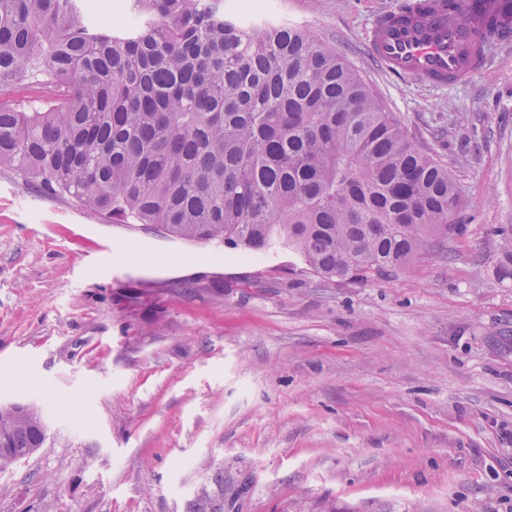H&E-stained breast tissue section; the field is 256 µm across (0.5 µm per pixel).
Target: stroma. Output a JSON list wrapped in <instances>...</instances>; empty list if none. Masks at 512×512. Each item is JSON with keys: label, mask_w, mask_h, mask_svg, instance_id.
I'll return each mask as SVG.
<instances>
[{"label": "stroma", "mask_w": 512, "mask_h": 512, "mask_svg": "<svg viewBox=\"0 0 512 512\" xmlns=\"http://www.w3.org/2000/svg\"><path fill=\"white\" fill-rule=\"evenodd\" d=\"M266 2L448 166L464 233L408 271L325 281L286 249L115 224L0 169V404L50 427L0 473V512H512V43L435 89L368 51L396 0ZM498 229L496 232L502 237V254L496 264V273L502 279H512V236L504 227Z\"/></svg>", "instance_id": "35a3bbf8"}]
</instances>
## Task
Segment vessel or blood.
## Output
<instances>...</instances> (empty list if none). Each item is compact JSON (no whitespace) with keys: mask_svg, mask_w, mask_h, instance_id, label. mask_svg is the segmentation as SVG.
<instances>
[{"mask_svg":"<svg viewBox=\"0 0 512 512\" xmlns=\"http://www.w3.org/2000/svg\"><path fill=\"white\" fill-rule=\"evenodd\" d=\"M512 41V0H457L456 13L401 0L368 36L372 57L392 76L431 87L469 81L487 67L492 46Z\"/></svg>","mask_w":512,"mask_h":512,"instance_id":"obj_1","label":"vessel or blood"}]
</instances>
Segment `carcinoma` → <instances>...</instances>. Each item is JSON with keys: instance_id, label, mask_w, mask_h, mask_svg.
I'll use <instances>...</instances> for the list:
<instances>
[{"instance_id": "cac0c4a2", "label": "carcinoma", "mask_w": 512, "mask_h": 512, "mask_svg": "<svg viewBox=\"0 0 512 512\" xmlns=\"http://www.w3.org/2000/svg\"><path fill=\"white\" fill-rule=\"evenodd\" d=\"M126 9L112 28L88 0H0V168L189 243L286 247L325 281L406 271L463 231L448 167L312 31L226 0ZM46 436L37 405L0 406L9 455Z\"/></svg>"}]
</instances>
